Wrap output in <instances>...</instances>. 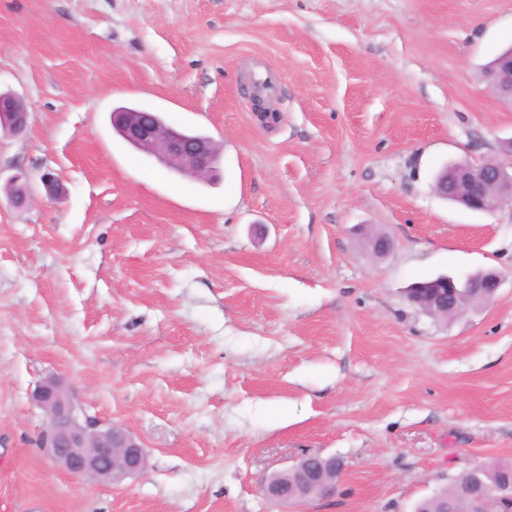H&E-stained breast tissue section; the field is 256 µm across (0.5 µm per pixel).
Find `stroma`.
Instances as JSON below:
<instances>
[{
	"label": "stroma",
	"mask_w": 512,
	"mask_h": 512,
	"mask_svg": "<svg viewBox=\"0 0 512 512\" xmlns=\"http://www.w3.org/2000/svg\"><path fill=\"white\" fill-rule=\"evenodd\" d=\"M511 45L512 0H0V90L30 111L0 134V512H279L261 484L305 454L345 464L305 512H413L512 460V205L433 189L512 139L483 77ZM118 106L210 137L215 178L134 149ZM18 167L61 192L14 206ZM489 268L494 300L452 319L405 296ZM50 375L143 473L45 457Z\"/></svg>",
	"instance_id": "35a3bbf8"
}]
</instances>
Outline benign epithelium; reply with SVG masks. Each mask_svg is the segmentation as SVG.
I'll use <instances>...</instances> for the list:
<instances>
[{"mask_svg":"<svg viewBox=\"0 0 512 512\" xmlns=\"http://www.w3.org/2000/svg\"><path fill=\"white\" fill-rule=\"evenodd\" d=\"M487 79L503 99L512 103V53L492 64ZM251 106L260 123L268 122L273 114L266 100L256 93ZM112 123L126 141L147 150L166 166L175 165L198 178H208L214 172L216 151L210 139L167 127L152 111L114 112ZM28 124L29 112L22 100L14 94L1 93L0 128L21 134ZM10 183L15 190L14 202L31 198V177L26 170L18 169ZM434 190L470 211L489 212L506 201L512 202V161L454 163L439 173ZM501 282L500 272L493 269L465 278L444 276L410 288L408 300L432 316L459 312L476 295L494 298ZM32 401L46 418L39 446L72 477L112 484L146 469L148 455L141 438L123 426L87 414L62 378H45L33 391ZM473 471L487 480L465 488L463 496L473 504L474 512H500L494 487L500 466L481 463L474 465ZM340 472L341 463L336 457L307 454L269 476L262 491L274 503L303 506L329 496Z\"/></svg>","mask_w":512,"mask_h":512,"instance_id":"benign-epithelium-1","label":"benign epithelium"}]
</instances>
